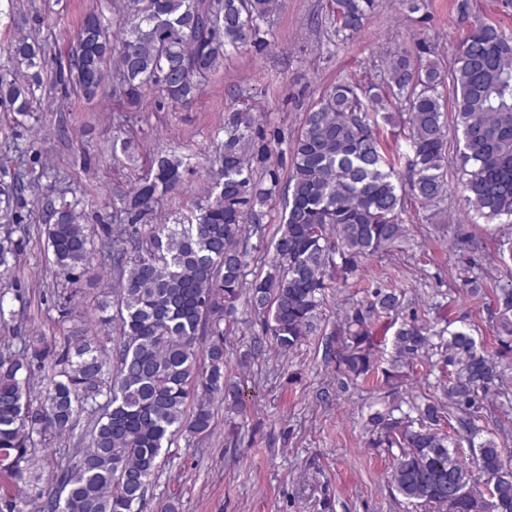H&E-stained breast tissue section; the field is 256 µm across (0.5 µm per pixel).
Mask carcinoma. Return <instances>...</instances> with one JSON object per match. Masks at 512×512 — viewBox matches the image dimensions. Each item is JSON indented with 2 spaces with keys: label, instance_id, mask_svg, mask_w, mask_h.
I'll return each mask as SVG.
<instances>
[{
  "label": "carcinoma",
  "instance_id": "cac0c4a2",
  "mask_svg": "<svg viewBox=\"0 0 512 512\" xmlns=\"http://www.w3.org/2000/svg\"><path fill=\"white\" fill-rule=\"evenodd\" d=\"M277 0H133L114 28L99 13L82 20L57 82L97 96L107 76L126 104L117 123L131 119L149 93L157 102L189 103L230 49L267 45L261 37ZM375 0H333L336 36L361 30ZM406 51L382 60L380 91L340 82L305 116L290 142L291 175L280 186L272 169L267 133L249 112L224 122V139L210 159L205 204L185 223L156 224L164 197L183 180L189 163L176 155H152L145 174L120 195L114 224L103 228L101 251L81 201L50 204L46 235L55 275L76 281L110 266L117 279L121 343L108 349L113 318L100 331H73L60 340L25 336L0 347V472L21 481L37 464L36 445L49 449L73 436L85 414L92 428L86 447L53 463V491L39 512H140L158 458L184 432L207 435L215 396L238 406L240 384L224 361V319L246 296L263 316V332L282 352L313 329L325 292L338 278L405 236L399 222L403 195L424 203L445 193V105L439 64ZM44 47L21 34L10 54L24 71L21 82L0 83V101L27 116L52 101L41 87ZM448 79L455 93V120L462 135V193L469 211L512 224V36L486 21L473 23ZM405 101L412 154L407 185H397L396 159L383 151L378 120ZM284 214L272 242L267 270L247 280L253 256L246 225L260 227L255 207L274 195ZM19 244L0 240V271L12 270ZM486 309L496 324L490 354L465 325L435 344L408 311L393 340L394 358L381 369L390 400L368 405L370 446L397 448L389 475L404 499L435 512H512V457L488 437L477 443V425L489 406L497 367L512 360V285L492 289ZM365 308L347 312L325 343L324 359L347 379L377 369L372 351L375 316L407 311L404 295L384 286ZM445 348L444 400L423 398L402 409V368L429 351ZM47 380L42 390L35 376ZM448 432L441 433L443 425ZM467 442L478 475L460 459Z\"/></svg>",
  "mask_w": 512,
  "mask_h": 512
}]
</instances>
